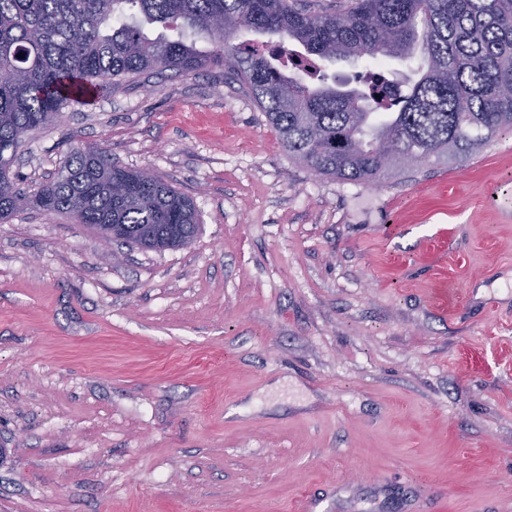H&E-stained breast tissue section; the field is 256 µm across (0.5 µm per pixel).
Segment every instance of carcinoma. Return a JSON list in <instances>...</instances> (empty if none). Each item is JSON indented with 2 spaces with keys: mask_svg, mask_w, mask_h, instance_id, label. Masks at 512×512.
Wrapping results in <instances>:
<instances>
[{
  "mask_svg": "<svg viewBox=\"0 0 512 512\" xmlns=\"http://www.w3.org/2000/svg\"><path fill=\"white\" fill-rule=\"evenodd\" d=\"M148 25L176 32L152 38ZM243 31L276 38L292 72L237 42ZM205 34L212 49L186 40ZM405 59L406 94L342 90L303 62ZM223 67L264 111L288 155L340 181L375 184L434 161L471 159L512 129V0H347L313 11L300 0H0V149L18 153L28 129L93 80ZM26 204L0 176V223ZM34 204L116 240L178 249L199 232L193 201L162 179L112 164L101 146L74 149Z\"/></svg>",
  "mask_w": 512,
  "mask_h": 512,
  "instance_id": "cac0c4a2",
  "label": "carcinoma"
}]
</instances>
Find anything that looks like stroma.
<instances>
[{
    "mask_svg": "<svg viewBox=\"0 0 512 512\" xmlns=\"http://www.w3.org/2000/svg\"><path fill=\"white\" fill-rule=\"evenodd\" d=\"M189 196L186 248L0 223V512H512V130L375 186L291 158L223 68L32 131Z\"/></svg>",
    "mask_w": 512,
    "mask_h": 512,
    "instance_id": "stroma-1",
    "label": "stroma"
}]
</instances>
